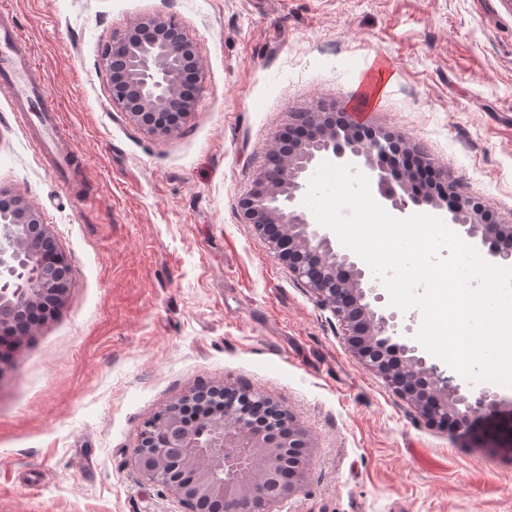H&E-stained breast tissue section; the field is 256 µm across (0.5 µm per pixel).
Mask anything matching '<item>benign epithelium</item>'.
I'll return each instance as SVG.
<instances>
[{
	"mask_svg": "<svg viewBox=\"0 0 512 512\" xmlns=\"http://www.w3.org/2000/svg\"><path fill=\"white\" fill-rule=\"evenodd\" d=\"M104 61L110 64L112 104L136 124L173 134L193 111L202 89V66L193 43L165 17L139 20L112 36ZM296 129L302 144L285 147L278 137L268 154L283 155L284 173L269 166L239 200L245 223L264 237L275 257L285 263L317 302L346 323V342L358 363L377 374L413 405L430 425L462 430L473 418L498 404L482 389L474 397L441 383L417 348L399 331L398 316L383 305L380 281L336 250L328 234L311 228L293 206L296 192L324 161L350 164L365 171L381 201L403 214L411 207L444 211L455 224L486 248L498 265L512 267V226L489 224L485 209L460 201L448 204L450 175L436 174L445 184L433 193L420 188L407 155L396 150V137L354 122L345 111L319 110L301 115ZM10 211L0 216V329L27 307L49 303L55 314L68 289V260L56 252L40 216L17 194ZM38 252L30 287L9 282L23 255ZM210 402L209 435L195 431L184 415L169 410L163 419L144 423L133 462L148 480L166 487L184 512H275L283 500L304 492L310 465L308 433L287 407L241 385H200L191 400Z\"/></svg>",
	"mask_w": 512,
	"mask_h": 512,
	"instance_id": "7a95c632",
	"label": "benign epithelium"
}]
</instances>
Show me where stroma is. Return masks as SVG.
Returning a JSON list of instances; mask_svg holds the SVG:
<instances>
[{
	"instance_id": "1",
	"label": "stroma",
	"mask_w": 512,
	"mask_h": 512,
	"mask_svg": "<svg viewBox=\"0 0 512 512\" xmlns=\"http://www.w3.org/2000/svg\"><path fill=\"white\" fill-rule=\"evenodd\" d=\"M31 48L67 179L0 95V190L68 259L58 313L0 373V512H183L132 465L144 422L200 383L248 384L307 429L305 493L282 512H512V388L455 435L363 368L341 321L238 201L300 113L340 108L375 58L371 127L512 225V0H0ZM173 18L204 68L172 135L111 103L101 50Z\"/></svg>"
}]
</instances>
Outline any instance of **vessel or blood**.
I'll return each instance as SVG.
<instances>
[{"instance_id":"obj_1","label":"vessel or blood","mask_w":512,"mask_h":512,"mask_svg":"<svg viewBox=\"0 0 512 512\" xmlns=\"http://www.w3.org/2000/svg\"><path fill=\"white\" fill-rule=\"evenodd\" d=\"M381 79L382 72L377 66L363 71L360 85L348 102L354 121H367ZM0 93L15 102L23 126L39 120L35 143L46 157L49 171L57 175L68 169L73 161L72 150L56 136V111L33 77L31 49L7 23H0Z\"/></svg>"}]
</instances>
